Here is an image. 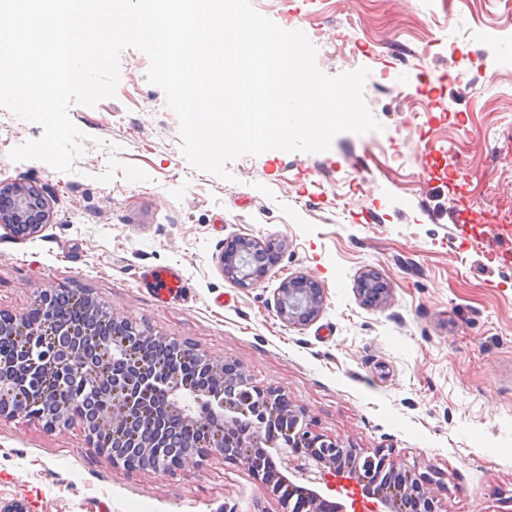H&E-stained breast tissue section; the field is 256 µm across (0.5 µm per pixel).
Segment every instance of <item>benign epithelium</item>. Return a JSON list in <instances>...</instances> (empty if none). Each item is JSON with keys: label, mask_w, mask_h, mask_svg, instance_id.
Returning <instances> with one entry per match:
<instances>
[{"label": "benign epithelium", "mask_w": 512, "mask_h": 512, "mask_svg": "<svg viewBox=\"0 0 512 512\" xmlns=\"http://www.w3.org/2000/svg\"><path fill=\"white\" fill-rule=\"evenodd\" d=\"M49 221V203L37 188L0 183V227L33 236ZM258 245L247 237L224 245L223 271L241 287L257 285L271 270L248 267L247 255ZM83 299L87 317L78 324L68 323L54 289L43 290L20 317L0 310V338L16 346L14 360L0 361V419L37 420L56 430L77 415L88 444L126 473L174 476L213 454L229 463L243 460L263 490L279 497L283 512H405L409 499L435 512L447 491L438 470L409 483L385 449L367 456L315 433L308 414L284 391L254 384L240 364L149 336L93 297ZM324 304L323 291L306 275L287 277L277 288L276 311L290 327L315 320ZM190 357L201 372L196 381L180 374V363ZM23 371L30 377L25 398L15 395ZM74 377L92 390L94 404L84 414L68 391ZM123 423L148 440L135 446L114 434L112 446H98L99 433ZM132 446L140 459L136 469L128 459ZM324 486L348 488L350 507L324 498Z\"/></svg>", "instance_id": "benign-epithelium-1"}]
</instances>
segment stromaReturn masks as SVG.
<instances>
[{
    "label": "stroma",
    "instance_id": "35a3bbf8",
    "mask_svg": "<svg viewBox=\"0 0 512 512\" xmlns=\"http://www.w3.org/2000/svg\"><path fill=\"white\" fill-rule=\"evenodd\" d=\"M280 28L323 31L326 75L368 68L364 98L382 131L336 135L320 153L270 150L228 163L231 180L190 166L179 120L124 49L115 97L72 104L86 134L73 171L10 152L39 124L0 107V182L37 187L49 224L0 228V310L26 313L45 288L86 293L155 336L242 364L315 421L319 433L398 470L435 469L437 512H512V0H251ZM354 44L365 58L348 59ZM397 72L414 104L379 75ZM463 84H455L456 74ZM350 195L346 208L336 205ZM278 245L258 286L226 278L224 244ZM172 266L173 298L141 274ZM367 273L380 306L356 293ZM325 294L320 316L287 326L275 307L289 276ZM26 512H280L245 465L214 455L176 477L127 474L88 448L80 425L0 420V507Z\"/></svg>",
    "mask_w": 512,
    "mask_h": 512
}]
</instances>
